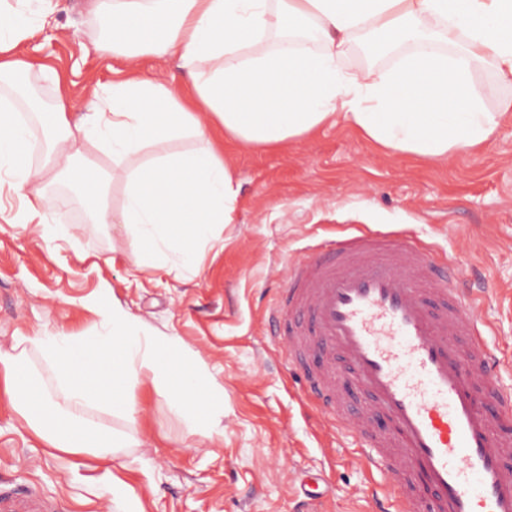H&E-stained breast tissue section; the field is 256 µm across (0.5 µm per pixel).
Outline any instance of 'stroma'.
Wrapping results in <instances>:
<instances>
[{"mask_svg": "<svg viewBox=\"0 0 512 512\" xmlns=\"http://www.w3.org/2000/svg\"><path fill=\"white\" fill-rule=\"evenodd\" d=\"M55 3L15 50L32 63L44 102L62 90L84 112L90 87L109 93L132 70L192 96L176 60L144 56L132 68L100 54L103 20L89 21L81 0ZM210 137L224 146L238 196L232 223L215 225L191 268L170 251L137 265L140 244L122 222L124 177L107 189L111 223L57 204L47 238L14 223L19 200L0 196V351L19 336L86 333L101 321L94 304L118 301L152 335L176 339L223 390V435L201 437L139 381L136 422L94 412L127 441L101 461L48 446L0 388V512H371L380 475L363 465L355 436L304 398L269 326L287 262L354 225L408 230L487 286L480 314L495 329L499 379L512 387V113L492 141L450 162L385 151L342 118L269 149L227 139L220 126ZM303 480L318 498L297 495Z\"/></svg>", "mask_w": 512, "mask_h": 512, "instance_id": "35a3bbf8", "label": "stroma"}]
</instances>
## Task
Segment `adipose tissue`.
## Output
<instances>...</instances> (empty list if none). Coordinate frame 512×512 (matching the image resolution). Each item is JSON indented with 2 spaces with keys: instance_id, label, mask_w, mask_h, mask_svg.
Segmentation results:
<instances>
[{
  "instance_id": "adipose-tissue-1",
  "label": "adipose tissue",
  "mask_w": 512,
  "mask_h": 512,
  "mask_svg": "<svg viewBox=\"0 0 512 512\" xmlns=\"http://www.w3.org/2000/svg\"><path fill=\"white\" fill-rule=\"evenodd\" d=\"M32 7L44 22L54 11L53 0H0V81L29 72L9 53L30 37ZM85 8L91 18L110 20L101 52L131 63L177 58L193 83V104L174 83L129 78L113 83L107 98L93 97L73 122L69 98L58 95L37 109L44 133L38 148L49 162L43 168L31 161L36 147L15 104L1 97L0 170L24 203L17 223L47 226L53 170L76 182L95 223L105 224L110 175L85 160L87 148L116 163L154 148L126 174L123 221L141 241L143 264L157 263L167 249L194 262L213 226L232 221L238 188L206 143L212 124L242 145L274 147L341 116L384 149L448 160L486 143L512 111V100L487 109L472 82L475 66L489 61L499 80L512 84V0H85ZM303 32L311 46L296 41ZM367 37L384 50H411L387 69H346L352 44ZM186 134L199 148L159 152ZM96 310L103 319L98 335L22 336L12 352H0V382L37 435L63 452H115L123 438L88 408L136 420L130 388L142 378L197 433L220 427L223 392L175 341L152 336L119 304ZM32 351L47 362L61 401L30 380L23 363Z\"/></svg>"
}]
</instances>
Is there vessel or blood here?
Masks as SVG:
<instances>
[{"label":"vessel or blood","mask_w":512,"mask_h":512,"mask_svg":"<svg viewBox=\"0 0 512 512\" xmlns=\"http://www.w3.org/2000/svg\"><path fill=\"white\" fill-rule=\"evenodd\" d=\"M452 258L403 230H356L308 246L273 311L307 391L395 477L397 512H512V388L492 326ZM337 357L367 389L336 395Z\"/></svg>","instance_id":"1"}]
</instances>
